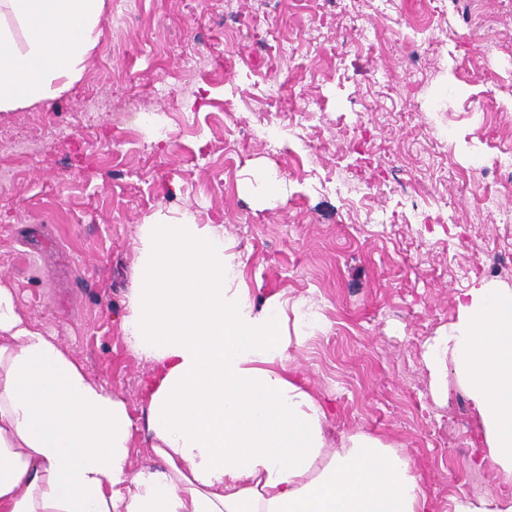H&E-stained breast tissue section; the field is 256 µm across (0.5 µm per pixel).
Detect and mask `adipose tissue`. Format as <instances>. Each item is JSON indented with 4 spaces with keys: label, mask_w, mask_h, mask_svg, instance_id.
I'll return each mask as SVG.
<instances>
[{
    "label": "adipose tissue",
    "mask_w": 512,
    "mask_h": 512,
    "mask_svg": "<svg viewBox=\"0 0 512 512\" xmlns=\"http://www.w3.org/2000/svg\"><path fill=\"white\" fill-rule=\"evenodd\" d=\"M105 0H0V112L81 79ZM123 328L153 364L156 466L128 473L132 418L0 284V512H433L406 457L359 432L327 443L326 410L285 363L275 308L236 288L218 228H142ZM430 364L482 424L475 466L512 479V289L457 296Z\"/></svg>",
    "instance_id": "ef3b65f1"
}]
</instances>
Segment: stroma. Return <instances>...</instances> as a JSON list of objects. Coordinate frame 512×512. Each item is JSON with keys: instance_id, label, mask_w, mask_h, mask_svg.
Listing matches in <instances>:
<instances>
[{"instance_id": "stroma-1", "label": "stroma", "mask_w": 512, "mask_h": 512, "mask_svg": "<svg viewBox=\"0 0 512 512\" xmlns=\"http://www.w3.org/2000/svg\"><path fill=\"white\" fill-rule=\"evenodd\" d=\"M335 2L106 0L83 79L0 112V282L126 404L134 472L154 462L152 368L121 325L141 229L222 225L239 286L278 307L287 365L330 409V445L377 437L452 512L507 484L472 467L480 418L427 350L457 295L512 289V183L480 172L512 147V0ZM257 165L286 182L276 208Z\"/></svg>"}]
</instances>
